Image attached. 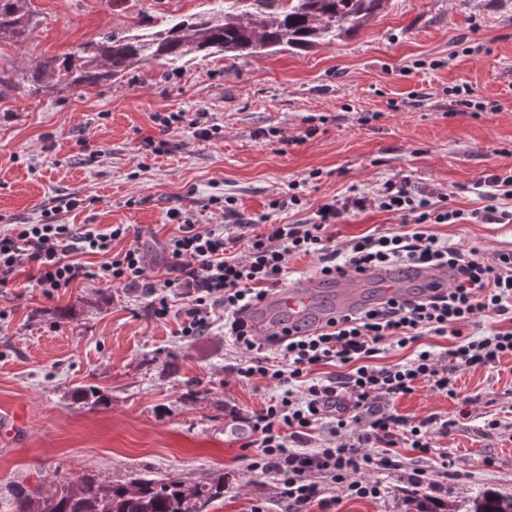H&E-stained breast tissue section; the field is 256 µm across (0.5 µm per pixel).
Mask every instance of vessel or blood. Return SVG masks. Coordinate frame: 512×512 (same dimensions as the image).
Instances as JSON below:
<instances>
[{
	"instance_id": "obj_1",
	"label": "vessel or blood",
	"mask_w": 512,
	"mask_h": 512,
	"mask_svg": "<svg viewBox=\"0 0 512 512\" xmlns=\"http://www.w3.org/2000/svg\"><path fill=\"white\" fill-rule=\"evenodd\" d=\"M415 277L427 288H443L448 284V272L444 269L413 267L408 274H401L392 269H371L362 274H347L337 281V286L344 298L345 308L359 306L361 295L358 287L361 283L375 280L380 282L383 293L400 291L405 276ZM318 286L317 281L301 280L289 288L270 294L264 302L267 316L252 317L250 324L254 333L267 336L288 327L291 335H304L320 330L325 319L314 313L313 295Z\"/></svg>"
}]
</instances>
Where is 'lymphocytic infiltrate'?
<instances>
[{
  "label": "lymphocytic infiltrate",
  "mask_w": 512,
  "mask_h": 512,
  "mask_svg": "<svg viewBox=\"0 0 512 512\" xmlns=\"http://www.w3.org/2000/svg\"><path fill=\"white\" fill-rule=\"evenodd\" d=\"M473 188L483 205L468 214L454 208L448 194L415 190L403 179L332 198L302 224L256 225L230 199L221 206L220 224L195 223L173 208L168 217L177 230L163 244L172 275L160 284L149 276L139 245L131 242L129 225L114 224L101 232L87 224L78 232L47 210L39 223L0 226V286L23 272L48 297L80 279L112 283L150 298L159 319L171 314V300L179 297L189 302L181 329L185 336L202 335L214 310L223 309L225 336L247 355L233 365V373L278 387L247 419L255 436L249 468L275 481L289 512H309L314 506L330 512L336 500L326 494L329 483L349 497L380 498V474L403 468L394 451L401 440L420 459L406 470L409 487L435 499L444 493L445 479L472 476L445 453L437 466L428 464L435 434L448 433L454 421L414 424L392 412L390 402L420 383L433 393L456 397V372L494 368L512 358V250L489 258L430 231L434 224L474 220L512 223V171L480 178ZM370 207L395 215L399 226L336 244L335 226ZM119 240L125 246L118 250L114 244ZM77 252L100 254L104 260L93 269L74 260ZM301 255L313 256L325 279L349 269L412 264L446 268L448 286L334 312L310 336L254 335L247 311L282 283L290 257ZM427 335L452 337L443 359L420 350L402 363L372 365L385 347L403 348ZM320 365L338 366L342 372L311 377L312 368ZM322 424L336 445L305 447V439Z\"/></svg>",
  "instance_id": "1"
}]
</instances>
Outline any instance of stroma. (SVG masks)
<instances>
[{
	"instance_id": "stroma-1",
	"label": "stroma",
	"mask_w": 512,
	"mask_h": 512,
	"mask_svg": "<svg viewBox=\"0 0 512 512\" xmlns=\"http://www.w3.org/2000/svg\"><path fill=\"white\" fill-rule=\"evenodd\" d=\"M212 0H32L40 26L24 43L0 44V225L60 223L106 230L129 224L148 274L169 270L162 244L179 207L199 224L221 223L215 199L245 215L301 224L351 188L407 178L447 190L471 212L482 175L512 169V0H389L355 35L292 53L226 60L189 56L136 65L120 80L36 94L20 76L34 59L160 29L207 11ZM472 88L484 109L450 113L449 87ZM206 113L219 135L199 140L156 114ZM168 141L157 155L146 139ZM300 205L271 209L291 182ZM82 200L79 208L71 200ZM454 246L512 249V224H435ZM182 316L159 320L140 292L79 280L45 297L27 275L0 288V499L12 489L87 473L128 472L188 483L223 479L206 512H249L261 499L281 512L274 482L250 471L244 419L270 391L230 372L239 355L216 311L204 335H181ZM94 385L105 402L77 400ZM456 397L425 385L391 403L413 421L456 419L437 451L475 472L449 481L443 500L466 512L477 490L512 496V361L457 373ZM497 429H489L490 420ZM381 498L337 494L331 512H407L403 471L381 475Z\"/></svg>"
}]
</instances>
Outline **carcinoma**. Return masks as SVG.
Returning <instances> with one entry per match:
<instances>
[{
  "instance_id": "1",
  "label": "carcinoma",
  "mask_w": 512,
  "mask_h": 512,
  "mask_svg": "<svg viewBox=\"0 0 512 512\" xmlns=\"http://www.w3.org/2000/svg\"><path fill=\"white\" fill-rule=\"evenodd\" d=\"M388 0H213L206 12L170 22L151 33L107 36L63 56L32 61L22 80L53 95L64 87L116 81L133 66L162 59L172 64L190 55L224 59L300 53L362 29ZM36 24L27 0H0V42L22 43ZM224 496V481L187 485L138 474L121 482L95 474L63 479L53 491L17 489L4 502L8 512H202ZM466 512H512V496L478 491Z\"/></svg>"
}]
</instances>
